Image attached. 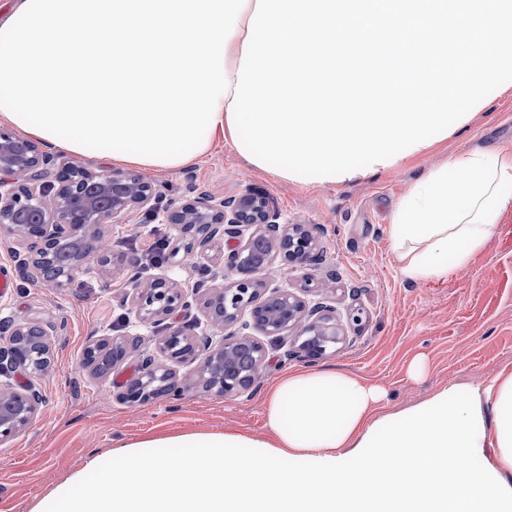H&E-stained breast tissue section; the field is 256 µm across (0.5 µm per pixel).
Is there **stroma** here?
Listing matches in <instances>:
<instances>
[{
	"instance_id": "1",
	"label": "stroma",
	"mask_w": 512,
	"mask_h": 512,
	"mask_svg": "<svg viewBox=\"0 0 512 512\" xmlns=\"http://www.w3.org/2000/svg\"><path fill=\"white\" fill-rule=\"evenodd\" d=\"M483 108L464 126H449L447 140L405 166L336 185H301L249 167L231 145L216 142L211 152L184 170L145 172L164 199H186L206 191L230 198L249 192L266 197L272 220L309 225L323 249L318 269L273 263L257 278L268 289L288 288L332 308L341 340L317 358L298 352L293 337L283 350L269 349L252 393L227 397L191 386L188 366L176 368L178 398L162 396L143 404L120 400L138 374L143 356L157 355L168 325L138 330L140 351L98 373L82 363L85 348L123 335L129 305L127 271L142 261V212L110 225L112 257L70 287L15 274L14 287L0 296V322L39 319L57 325L50 374L33 378L17 371L14 384L34 383L45 401L31 424L0 442V512H30L38 498L83 469L100 449L116 440L147 435L237 430L265 435L266 393L282 375L329 365L385 387L382 412L393 413L426 400L449 381L478 384L512 366V216L499 225L483 253L447 281L414 285L402 277L385 234L396 202L424 171L448 154L473 146L512 141V67L478 91ZM229 257L200 267L173 261L149 267L152 276L170 275L188 293L190 305L169 325L197 339L213 330L203 301L209 289L233 282ZM427 363L422 378L407 375L415 357Z\"/></svg>"
}]
</instances>
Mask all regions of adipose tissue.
<instances>
[{"instance_id":"obj_1","label":"adipose tissue","mask_w":512,"mask_h":512,"mask_svg":"<svg viewBox=\"0 0 512 512\" xmlns=\"http://www.w3.org/2000/svg\"><path fill=\"white\" fill-rule=\"evenodd\" d=\"M396 87L397 111L325 105L337 50ZM466 61L456 80L448 57ZM512 66V0H13L0 13V126L47 149L154 172L216 141L284 181L336 184L448 136V99ZM281 160L271 168V160ZM512 214V144L455 152L394 206L404 279L447 280ZM335 367L281 377L268 437L118 441L31 512H512V369L395 414Z\"/></svg>"}]
</instances>
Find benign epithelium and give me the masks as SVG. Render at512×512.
Returning <instances> with one entry per match:
<instances>
[{
  "label": "benign epithelium",
  "mask_w": 512,
  "mask_h": 512,
  "mask_svg": "<svg viewBox=\"0 0 512 512\" xmlns=\"http://www.w3.org/2000/svg\"><path fill=\"white\" fill-rule=\"evenodd\" d=\"M57 171L55 180L48 179ZM268 202L247 193L223 199L202 193L192 199L162 201L155 186L124 170L94 172L60 165L56 154L12 132L0 129V235L25 246L15 252L19 270L54 281L65 288L79 275L91 273L87 240L95 244L94 256L110 260L111 239L105 228L119 224L132 212H143L152 224H175L186 238L181 263L196 265L218 244H232L230 267L240 278L230 286L215 288L204 300L209 321L219 335L205 343L196 341L181 327L170 331L159 343L160 351L176 363H193L195 382L207 391L226 397L247 392L266 361L267 350L248 329L278 345L290 333L299 349L310 357L321 356L338 341L336 318L305 302L286 288L261 291L253 275L271 264L275 255L302 267H316L321 249L306 224H278L269 220ZM253 231L240 242L242 228ZM130 314L134 324L163 321L186 304L185 289L170 277L130 278ZM250 320L243 322V315ZM238 329L231 330V327ZM8 334L0 344V375L22 369L44 376L52 367L55 328L32 321L3 325ZM140 336L129 333L88 345L83 364L101 368V359L112 353L117 362L140 346ZM173 372L148 356L138 375L127 384L121 400L145 403L171 394ZM44 397L34 385L15 386L0 382V440L24 430L36 417Z\"/></svg>",
  "instance_id": "obj_1"
}]
</instances>
